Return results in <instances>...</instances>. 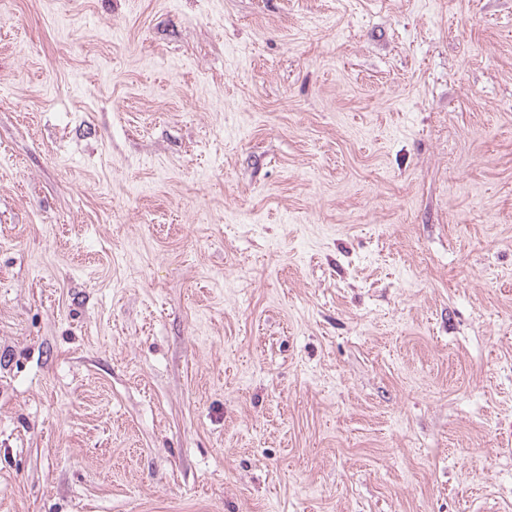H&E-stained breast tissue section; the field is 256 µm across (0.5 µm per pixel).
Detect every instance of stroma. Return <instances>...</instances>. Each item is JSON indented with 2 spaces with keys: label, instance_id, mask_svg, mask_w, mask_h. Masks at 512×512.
<instances>
[{
  "label": "stroma",
  "instance_id": "obj_1",
  "mask_svg": "<svg viewBox=\"0 0 512 512\" xmlns=\"http://www.w3.org/2000/svg\"><path fill=\"white\" fill-rule=\"evenodd\" d=\"M0 512H512V0H0Z\"/></svg>",
  "mask_w": 512,
  "mask_h": 512
}]
</instances>
